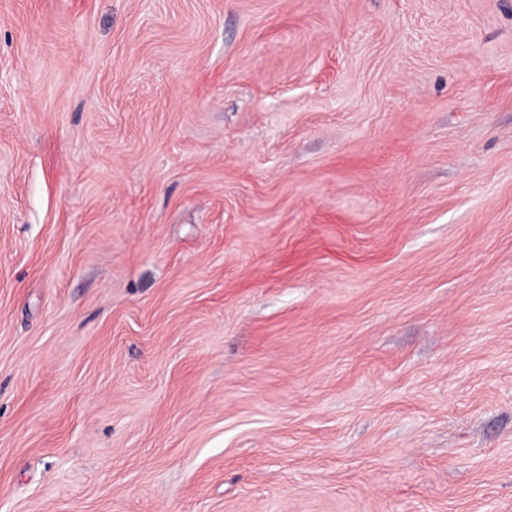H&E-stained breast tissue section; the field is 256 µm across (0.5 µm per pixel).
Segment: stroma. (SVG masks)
Wrapping results in <instances>:
<instances>
[{
	"label": "stroma",
	"instance_id": "obj_1",
	"mask_svg": "<svg viewBox=\"0 0 512 512\" xmlns=\"http://www.w3.org/2000/svg\"><path fill=\"white\" fill-rule=\"evenodd\" d=\"M0 512H512V0H0Z\"/></svg>",
	"mask_w": 512,
	"mask_h": 512
}]
</instances>
